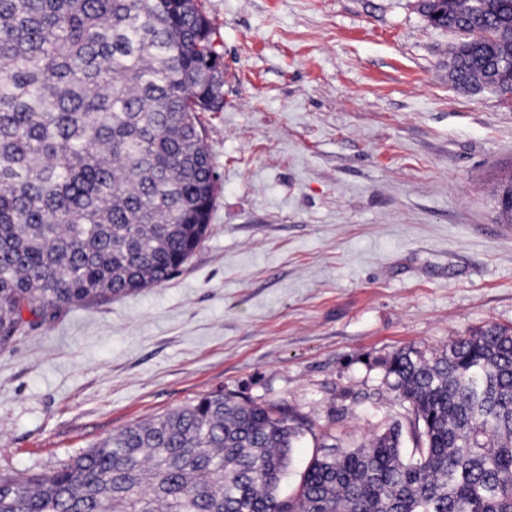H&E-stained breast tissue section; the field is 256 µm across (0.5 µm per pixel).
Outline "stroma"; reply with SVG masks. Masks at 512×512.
<instances>
[{
	"instance_id": "obj_1",
	"label": "stroma",
	"mask_w": 512,
	"mask_h": 512,
	"mask_svg": "<svg viewBox=\"0 0 512 512\" xmlns=\"http://www.w3.org/2000/svg\"><path fill=\"white\" fill-rule=\"evenodd\" d=\"M223 46L203 115L210 233L162 286L63 309L0 347V472L55 468L231 392L355 447L405 408L385 362L512 328V103L448 80L458 34L416 0H201Z\"/></svg>"
}]
</instances>
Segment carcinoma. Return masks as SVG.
<instances>
[{"mask_svg":"<svg viewBox=\"0 0 512 512\" xmlns=\"http://www.w3.org/2000/svg\"><path fill=\"white\" fill-rule=\"evenodd\" d=\"M464 38L448 80L512 91V0H418ZM224 108L199 0H0V346L61 310L165 284L204 242ZM507 184L496 194L512 223ZM407 404L366 443L316 455L285 404L232 393L134 422L69 462L0 473V512H512V331L386 363ZM413 443L403 451V435Z\"/></svg>","mask_w":512,"mask_h":512,"instance_id":"obj_1","label":"carcinoma"}]
</instances>
